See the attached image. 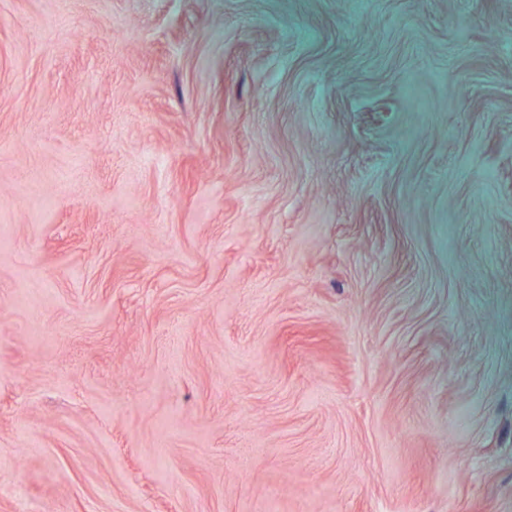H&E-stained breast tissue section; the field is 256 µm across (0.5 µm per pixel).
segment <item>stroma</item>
<instances>
[{
  "label": "stroma",
  "mask_w": 512,
  "mask_h": 512,
  "mask_svg": "<svg viewBox=\"0 0 512 512\" xmlns=\"http://www.w3.org/2000/svg\"><path fill=\"white\" fill-rule=\"evenodd\" d=\"M0 512H512V0H0Z\"/></svg>",
  "instance_id": "1"
}]
</instances>
